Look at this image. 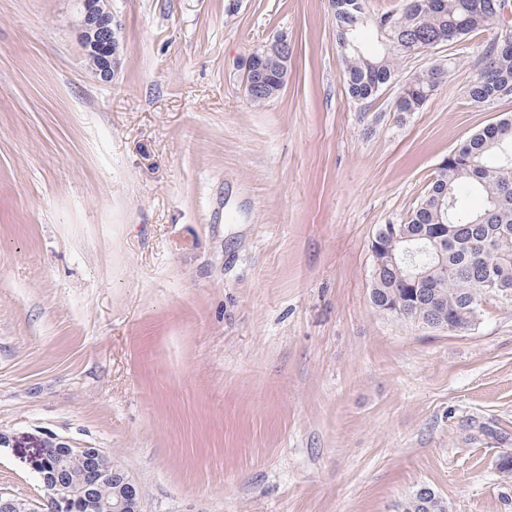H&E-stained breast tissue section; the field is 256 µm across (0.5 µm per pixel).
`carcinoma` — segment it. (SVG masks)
Segmentation results:
<instances>
[{"instance_id": "1", "label": "carcinoma", "mask_w": 512, "mask_h": 512, "mask_svg": "<svg viewBox=\"0 0 512 512\" xmlns=\"http://www.w3.org/2000/svg\"><path fill=\"white\" fill-rule=\"evenodd\" d=\"M495 0H404L401 11L367 17L366 0H332L333 22L344 62L343 81L355 100L375 97L393 78L398 61L411 53L454 43L495 27ZM372 24L386 29L396 45L369 52L360 37ZM485 66L468 89L470 100L490 104L512 96V48L485 45ZM262 81L250 102L263 106L283 90L288 67L269 52L259 59ZM447 70L431 66L402 85L396 111H418L438 89ZM483 199L475 211L473 195ZM397 236L382 240L376 252L369 298L404 320L441 322L450 332L465 333L477 324L482 304L508 301L512 294V118H502L470 136L437 167L410 215L396 225ZM424 274L411 279L413 267ZM495 282L496 287L488 284ZM400 512H448L432 488L414 490Z\"/></svg>"}]
</instances>
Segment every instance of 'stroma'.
<instances>
[{"instance_id": "obj_1", "label": "stroma", "mask_w": 512, "mask_h": 512, "mask_svg": "<svg viewBox=\"0 0 512 512\" xmlns=\"http://www.w3.org/2000/svg\"><path fill=\"white\" fill-rule=\"evenodd\" d=\"M117 75L73 0H0V494L37 499L46 434L101 448L142 512H512V304L451 333L369 301L379 227L512 117L467 96L490 32L352 99L332 0H107ZM287 37L281 94L244 63ZM447 77L416 112L412 74ZM491 422L506 442L476 437ZM95 0H84L83 11L79 22V35L85 56H96L97 60L86 57L88 68L96 75L99 63V74L103 81L113 80L120 62L121 40L120 24L114 21L112 12L103 11L94 4ZM446 75L447 70L437 65L415 73L401 87L395 102L396 112L418 111L434 95ZM422 487L427 491L420 492ZM399 509L400 512H447L448 505L432 487L420 485L400 504Z\"/></svg>"}]
</instances>
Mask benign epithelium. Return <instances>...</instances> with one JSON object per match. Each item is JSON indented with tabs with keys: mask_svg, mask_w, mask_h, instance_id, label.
<instances>
[{
	"mask_svg": "<svg viewBox=\"0 0 512 512\" xmlns=\"http://www.w3.org/2000/svg\"><path fill=\"white\" fill-rule=\"evenodd\" d=\"M82 17L79 22V35L84 55L95 56L99 63L102 80H112L120 62V24L114 21L112 12L103 11L93 0H83ZM70 444L67 440L49 435L40 444V451L31 458L30 466L44 490V496L30 503L28 512H44L51 506L53 512H67L70 499L59 481L58 475L67 465ZM53 461V469H48V461ZM81 467L86 478L83 502L89 512H141L142 492L140 486L112 457L101 448L82 449ZM112 476L116 486L110 501L98 497L97 479L104 475Z\"/></svg>",
	"mask_w": 512,
	"mask_h": 512,
	"instance_id": "obj_1",
	"label": "benign epithelium"
}]
</instances>
